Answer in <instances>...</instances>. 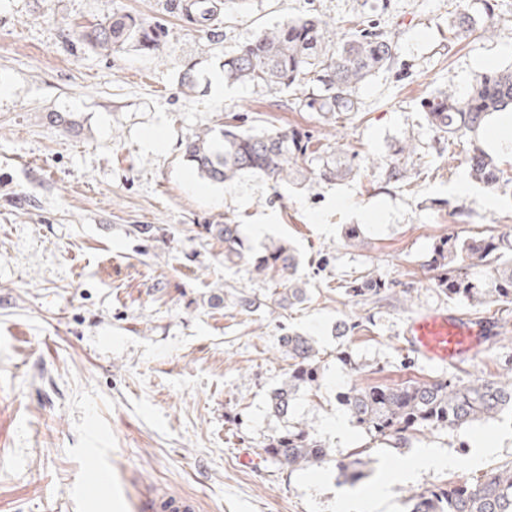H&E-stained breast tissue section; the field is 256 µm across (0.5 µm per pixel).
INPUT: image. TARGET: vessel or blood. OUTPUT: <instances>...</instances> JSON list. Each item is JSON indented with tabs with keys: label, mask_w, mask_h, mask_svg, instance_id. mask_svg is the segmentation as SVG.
<instances>
[{
	"label": "vessel or blood",
	"mask_w": 512,
	"mask_h": 512,
	"mask_svg": "<svg viewBox=\"0 0 512 512\" xmlns=\"http://www.w3.org/2000/svg\"><path fill=\"white\" fill-rule=\"evenodd\" d=\"M491 332L487 319L439 308L412 316L403 335L417 357L437 365L458 366L485 351Z\"/></svg>",
	"instance_id": "obj_1"
}]
</instances>
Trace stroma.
Wrapping results in <instances>:
<instances>
[{"label":"stroma","instance_id":"stroma-1","mask_svg":"<svg viewBox=\"0 0 512 512\" xmlns=\"http://www.w3.org/2000/svg\"><path fill=\"white\" fill-rule=\"evenodd\" d=\"M123 12L166 26L157 52L100 53L74 38ZM306 14L360 18L398 41L396 64L357 89L359 111L331 122L303 107V90L224 80L225 57ZM511 67L512 0H496L491 18L484 0H236L207 31L175 0H0V512H152L160 493L190 498L194 512H335L336 463L353 449L370 454L360 491L420 449L455 454V468L394 489L393 512H409L410 493L512 462L507 416L398 448L335 428L347 414L337 395L353 383L489 378L512 359V307L455 305L503 334L455 369L413 358L403 336L416 311L450 305L429 281L435 240L512 225V192L472 182L467 139L436 134L425 105ZM225 124L306 132L354 174L202 179L185 144ZM408 138L419 158L405 181H387L376 163ZM224 222L240 225L250 252L289 242L307 300L283 306L270 277L225 265L223 244L197 235ZM144 224L153 234L138 233ZM352 224L363 236L354 247ZM367 274L389 291H341ZM345 320L355 330L337 335ZM292 332L314 340L322 372L293 413L330 450L294 472L263 452L284 426L267 399L288 376L279 339ZM479 434L500 446L475 467Z\"/></svg>","mask_w":512,"mask_h":512}]
</instances>
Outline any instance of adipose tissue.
I'll return each instance as SVG.
<instances>
[{
	"instance_id": "ef3b65f1",
	"label": "adipose tissue",
	"mask_w": 512,
	"mask_h": 512,
	"mask_svg": "<svg viewBox=\"0 0 512 512\" xmlns=\"http://www.w3.org/2000/svg\"><path fill=\"white\" fill-rule=\"evenodd\" d=\"M455 464L456 459L450 453L424 449L397 469H380L370 492L339 495L336 512H390L393 487L412 482L420 471L450 469Z\"/></svg>"
}]
</instances>
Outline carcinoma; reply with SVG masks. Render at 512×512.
I'll list each match as a JSON object with an SVG mask.
<instances>
[{
    "mask_svg": "<svg viewBox=\"0 0 512 512\" xmlns=\"http://www.w3.org/2000/svg\"><path fill=\"white\" fill-rule=\"evenodd\" d=\"M225 0H188L178 3L190 22L206 30L224 9ZM77 41L104 52L129 47L154 53L167 36L165 27L131 13H115L103 21L75 31ZM398 57V42L388 31L365 22H353L339 37L332 26L315 15L286 20L263 31L235 55L224 59V80L270 90L313 84L317 92L305 95L304 107L334 119L359 111L358 85L374 73L390 68ZM512 107V69L486 74L467 95L450 92L428 102L429 124L450 138L475 137L495 113ZM311 137L298 131L253 133L226 125L217 135L203 132L185 145L184 156L200 177L214 183L251 174L275 183H286L306 173L325 180L352 174L351 165L322 157L310 149ZM416 146L408 139L396 153L380 161L387 181L402 182L413 164ZM471 178L498 190L512 187V171L499 159L472 145L468 156ZM206 237L224 244V263L244 259V240L238 224H203ZM253 269L284 287L281 300L293 305L308 294L297 276L298 258L285 242L272 241L251 258ZM435 287L451 300L471 304L512 305V229L479 239L450 232L433 244L428 263ZM471 267L485 274L475 277ZM386 288L380 279L365 277L360 288L346 292L378 295ZM288 359V377L268 399L270 412L289 415L302 388L318 383L320 365L312 342L299 334L279 339ZM352 422L375 439L398 444L407 435L427 429H458L475 422L512 413V363L502 373L486 379L477 376L464 383L452 378L412 381L393 388L355 384L342 393ZM268 458L292 470L325 461L324 445L315 440L301 420L275 434L264 448ZM410 512H512V462L490 470L471 482L458 480L408 497Z\"/></svg>",
    "mask_w": 512,
    "mask_h": 512,
    "instance_id": "obj_1",
    "label": "carcinoma"
}]
</instances>
